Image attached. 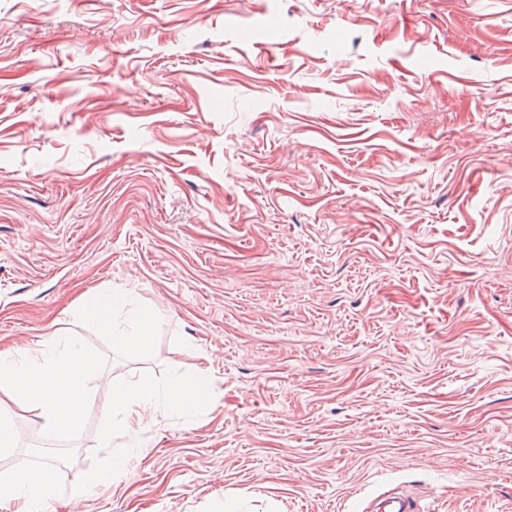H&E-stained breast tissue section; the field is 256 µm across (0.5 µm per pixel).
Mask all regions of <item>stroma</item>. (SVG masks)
Returning <instances> with one entry per match:
<instances>
[{
	"mask_svg": "<svg viewBox=\"0 0 512 512\" xmlns=\"http://www.w3.org/2000/svg\"><path fill=\"white\" fill-rule=\"evenodd\" d=\"M128 294L124 351L79 304ZM215 398L82 512H512V0H0V348Z\"/></svg>",
	"mask_w": 512,
	"mask_h": 512,
	"instance_id": "stroma-1",
	"label": "stroma"
}]
</instances>
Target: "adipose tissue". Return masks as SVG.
<instances>
[{
	"label": "adipose tissue",
	"mask_w": 512,
	"mask_h": 512,
	"mask_svg": "<svg viewBox=\"0 0 512 512\" xmlns=\"http://www.w3.org/2000/svg\"><path fill=\"white\" fill-rule=\"evenodd\" d=\"M41 340L18 351L0 352V447L15 442L12 415L37 411L46 432L60 441L71 439L83 426L85 378L91 360L78 348L60 358L47 357ZM214 389L208 374L196 379L173 378L158 387L145 381L134 387L113 388L112 433L130 437L153 423L160 411L183 413L209 404ZM128 461L121 445L106 441L102 463L93 474L77 483L72 491L81 500L105 481H118ZM57 493V472L52 462L36 468H0V502L15 505L16 512H40Z\"/></svg>",
	"instance_id": "adipose-tissue-1"
}]
</instances>
